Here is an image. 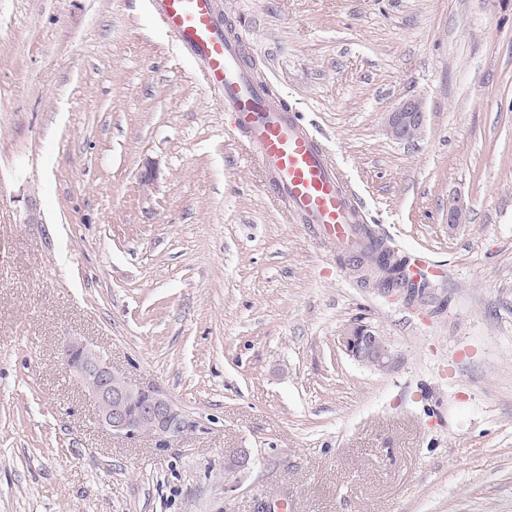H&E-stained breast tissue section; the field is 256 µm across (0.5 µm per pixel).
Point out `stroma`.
Returning <instances> with one entry per match:
<instances>
[{
  "mask_svg": "<svg viewBox=\"0 0 512 512\" xmlns=\"http://www.w3.org/2000/svg\"><path fill=\"white\" fill-rule=\"evenodd\" d=\"M216 5L431 286L361 285L284 220L147 0H0V512H512V0ZM406 99L415 144L383 130ZM66 336L199 431H102ZM340 344L356 361L376 369L385 368L391 359L384 337L366 325L347 327L340 334Z\"/></svg>",
  "mask_w": 512,
  "mask_h": 512,
  "instance_id": "obj_1",
  "label": "stroma"
}]
</instances>
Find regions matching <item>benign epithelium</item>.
<instances>
[{"mask_svg": "<svg viewBox=\"0 0 512 512\" xmlns=\"http://www.w3.org/2000/svg\"><path fill=\"white\" fill-rule=\"evenodd\" d=\"M388 136L416 143L425 132V112L418 100H406L386 118ZM340 344L359 363L385 368L390 350L377 331L366 325L347 327ZM59 355L68 372L94 405L99 427L110 435L129 441L148 436L160 451L169 448L197 425L156 388L141 387L112 366L108 355L92 343L68 337L60 343ZM251 463L250 451L242 448L225 464L234 473Z\"/></svg>", "mask_w": 512, "mask_h": 512, "instance_id": "1", "label": "benign epithelium"}]
</instances>
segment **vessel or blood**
I'll list each match as a JSON object with an SVG mask.
<instances>
[{"label":"vessel or blood","mask_w":512,"mask_h":512,"mask_svg":"<svg viewBox=\"0 0 512 512\" xmlns=\"http://www.w3.org/2000/svg\"><path fill=\"white\" fill-rule=\"evenodd\" d=\"M151 11L199 65L234 122L247 154L287 218L311 225L337 251L353 255L362 246L355 227L361 207L328 150L287 102L272 100L249 75L236 39L222 28L214 0H149Z\"/></svg>","instance_id":"vessel-or-blood-1"}]
</instances>
